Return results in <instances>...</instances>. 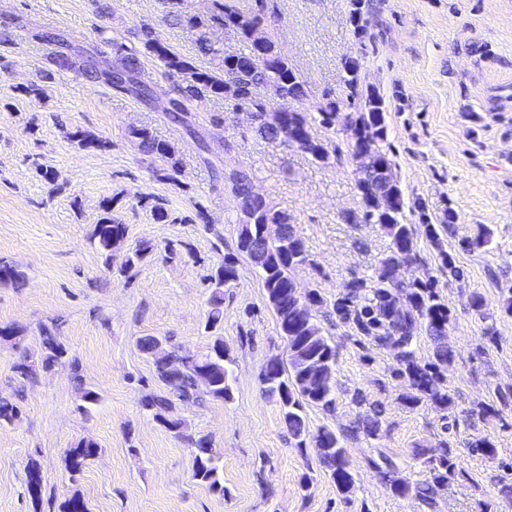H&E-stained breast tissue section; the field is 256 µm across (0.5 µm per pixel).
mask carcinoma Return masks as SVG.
<instances>
[{
  "label": "carcinoma",
  "instance_id": "1",
  "mask_svg": "<svg viewBox=\"0 0 512 512\" xmlns=\"http://www.w3.org/2000/svg\"><path fill=\"white\" fill-rule=\"evenodd\" d=\"M181 0H167L168 19L189 30L198 31L196 50L199 56L209 58L207 65L177 51L162 39L149 24L134 28L139 48L114 43L111 56L104 59L101 68L92 60H84L79 70L94 83H104L115 92L139 98L145 102L155 99V85L146 79L144 59L158 61L166 76L177 79L169 92L167 120L182 127L199 146H204L188 116L193 103L225 98L224 79L239 81L240 87L233 100L234 108L256 107L275 111V103L259 101V91L271 95H293L299 99L308 96L307 84L302 79L280 43L264 32L266 16L260 0H213V11L208 20L189 16L181 10ZM354 33L363 39L373 17L374 0H349ZM228 25L234 28L247 51L239 54H220L212 43L207 29ZM345 73V100L338 102L326 95L316 102L314 111L297 109L279 113L281 125L272 126L259 138L273 141L291 139L297 150L312 160L328 165L334 161H351L357 151L376 150L384 165V172L369 173L355 170L359 206L354 214L345 215L351 224H379L390 238L388 251L379 259L373 275L368 279L354 278L343 284L336 297L329 301L320 291L310 290L306 310L329 306L328 316L352 329L390 353L395 365L392 374L408 382L409 392L401 396L403 404L415 408L430 403L448 414L456 409L455 400L448 391L444 370L454 363L455 354L448 345L450 314L439 291L438 275H447L456 282L465 279V271L448 252L444 239L452 232L456 213L446 205L439 214L429 213L426 201L407 197L396 171L395 154L389 141L386 97L374 85H365L361 67L351 57L342 62ZM327 131H339L344 137L338 141L323 139L313 133V125ZM128 135L146 157L157 159L163 167L157 169L165 181H176L182 162L175 144L160 138L147 126H135ZM218 181L228 190L239 226L237 254L224 257L208 276L209 309L205 328L216 331L224 321V289L234 285L238 278L237 255L246 257L258 270L262 288L275 313L279 328L288 346V364L278 357L270 358L262 373L266 392L278 399L283 408L284 422L296 445L302 447L306 438L313 436L315 447L330 478L342 495L354 489V477L347 467L343 439L364 434L376 438L381 433L382 405L369 404V412L348 425L341 432L322 428L310 434L305 406L315 405L330 411L336 405V347L321 334L313 315L304 314L299 297L294 295L292 271L294 265L312 264L310 253L296 234L292 217L287 210L263 196L252 197L249 188L231 183L224 169L209 164ZM141 206L149 209L153 220L164 223L169 212L163 199L155 196L139 197ZM112 202L104 205L105 215L95 224L92 237L106 260L119 250L125 240V225L111 216ZM418 217L424 225V234L437 251V268L426 267L418 250L417 236L408 216ZM152 247L140 244L127 253L123 261L128 271L142 263ZM409 260L415 264L413 275L398 280L395 271L399 263ZM26 274L16 264L0 259V284L20 287ZM429 338L433 346L432 361L421 364L413 351V342L419 335ZM143 352L153 356L157 377L169 387V395L146 394L141 400L144 409L168 430L182 434L186 423L175 415L174 401L200 402L208 397L216 401L232 398L227 363L229 354L224 341L218 337L208 350L195 357L180 358L176 373H171L167 357L160 355V340L143 336L138 340ZM68 351L56 334L47 326L40 330V367L48 371L69 362L73 378L81 380L79 362L67 360ZM19 417L16 402L0 397V425L10 424ZM194 447V477L213 491L224 492L217 454L207 437L191 440ZM99 453L97 443L88 438L80 440L69 450L67 466L71 475L79 474L87 462ZM416 460L425 468L427 477L412 482L401 474L397 463L382 450L370 458L371 468L395 497L413 493L428 507H435L436 489L448 484L456 474L457 458L448 442L436 448H419ZM27 488L32 498L41 496L43 475L39 467L27 469Z\"/></svg>",
  "mask_w": 512,
  "mask_h": 512
}]
</instances>
